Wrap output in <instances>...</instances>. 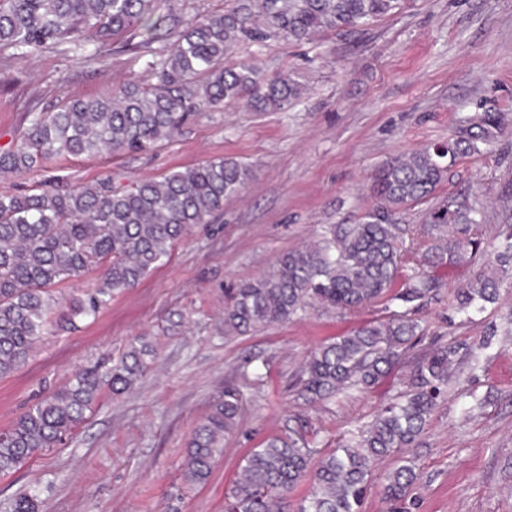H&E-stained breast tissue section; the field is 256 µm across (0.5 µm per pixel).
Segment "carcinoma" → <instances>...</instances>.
<instances>
[{
	"instance_id": "cac0c4a2",
	"label": "carcinoma",
	"mask_w": 512,
	"mask_h": 512,
	"mask_svg": "<svg viewBox=\"0 0 512 512\" xmlns=\"http://www.w3.org/2000/svg\"><path fill=\"white\" fill-rule=\"evenodd\" d=\"M156 2L0 0V48L26 57L61 43L100 47L141 30L146 43L162 42L178 19L158 13ZM399 5L400 0H234L221 14L187 23L173 48L155 52L147 79L69 99L53 112L30 113L29 125L0 151V174L30 172L68 157L150 152L182 134L201 108L222 109L241 99L256 111L281 108L300 97V84L287 73L268 77L251 63L232 60L237 47L268 37L301 43L322 29L349 31ZM508 124L506 113L477 115L448 143L383 163L371 180L375 202L357 223L282 254L267 272L235 288L224 306L225 333L242 335L308 308L347 313L387 302L386 318L364 322L309 352L296 388L317 403L350 386L377 387L423 335L415 315L437 295L440 273L477 254L484 266L456 289L450 309L466 317L484 310L496 300L500 281L512 278V225L487 250L477 234L484 213L475 202L465 200L451 213L438 206L429 223L417 228L399 219L406 206L433 196L459 156L480 152ZM249 178L247 165L217 158L128 186L106 176L76 187L0 194V378L22 367L43 336L77 329L78 322L96 317L113 297L135 287L169 259L179 240L223 210L224 199L239 194ZM93 271L94 287L61 300L66 284ZM456 354L457 347L449 345L419 361L406 390L353 444L323 452L301 425L251 449L224 512H284L283 500L306 479L311 489L297 512H359L373 463L419 446ZM150 355L149 345L137 337L118 359L77 371L64 387L31 405L0 432V473L60 445L104 392L133 387ZM240 410L239 393L230 387L196 426L184 457L187 481H207ZM418 479L413 465H397L387 476L385 500L406 501ZM11 512H40L37 496H17Z\"/></svg>"
}]
</instances>
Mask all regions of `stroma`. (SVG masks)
<instances>
[{"label":"stroma","instance_id":"1","mask_svg":"<svg viewBox=\"0 0 512 512\" xmlns=\"http://www.w3.org/2000/svg\"><path fill=\"white\" fill-rule=\"evenodd\" d=\"M264 74L288 72L304 87L280 110L245 103L197 115L186 132L148 154L71 157L44 172L0 177V192L76 185L104 176L126 184L216 158L249 164L251 179L222 212L179 241L170 258L70 334L44 336L33 355L0 379V430L79 367L144 337L148 373L121 395L104 394L62 445L0 475V512L35 490L41 512H224V498L250 449L307 422L322 450L371 422L403 391L417 359L462 345L422 447L411 456L421 480L409 512H512V280L472 318L448 315L457 285L480 259L447 272L417 317L425 330L377 389L350 388L311 404L294 389L307 353L365 321L380 306L341 317L310 311L245 335L224 332V300L283 253L352 224L372 199L368 184L387 160L447 141L484 112L512 113V0H405L355 32L276 38L246 50ZM153 50L114 38L91 56L67 44L28 58L0 51V149L28 115L92 97L143 74ZM467 195L485 208L479 232L496 241L512 224V127L481 153L459 158L433 200L408 207L403 223H427L436 204ZM241 399V423L224 438L210 478L185 480L186 444L225 387Z\"/></svg>","mask_w":512,"mask_h":512}]
</instances>
